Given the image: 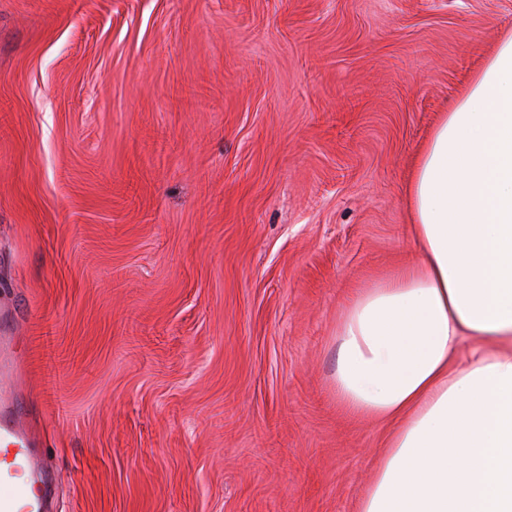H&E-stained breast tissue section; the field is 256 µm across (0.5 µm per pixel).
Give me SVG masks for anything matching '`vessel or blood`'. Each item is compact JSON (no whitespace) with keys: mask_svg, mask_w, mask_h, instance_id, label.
Instances as JSON below:
<instances>
[{"mask_svg":"<svg viewBox=\"0 0 512 512\" xmlns=\"http://www.w3.org/2000/svg\"><path fill=\"white\" fill-rule=\"evenodd\" d=\"M14 345L11 333H0V512H42V493L29 476L43 469L44 460L33 454L31 422L19 410Z\"/></svg>","mask_w":512,"mask_h":512,"instance_id":"obj_1","label":"vessel or blood"}]
</instances>
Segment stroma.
<instances>
[{
  "instance_id": "stroma-1",
  "label": "stroma",
  "mask_w": 512,
  "mask_h": 512,
  "mask_svg": "<svg viewBox=\"0 0 512 512\" xmlns=\"http://www.w3.org/2000/svg\"><path fill=\"white\" fill-rule=\"evenodd\" d=\"M512 0H0V295L51 512H357L336 326Z\"/></svg>"
}]
</instances>
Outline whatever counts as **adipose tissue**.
I'll list each match as a JSON object with an SVG mask.
<instances>
[{
	"mask_svg": "<svg viewBox=\"0 0 512 512\" xmlns=\"http://www.w3.org/2000/svg\"><path fill=\"white\" fill-rule=\"evenodd\" d=\"M419 266L336 329V398L394 425L358 512H512V31L406 184Z\"/></svg>",
	"mask_w": 512,
	"mask_h": 512,
	"instance_id": "1",
	"label": "adipose tissue"
}]
</instances>
